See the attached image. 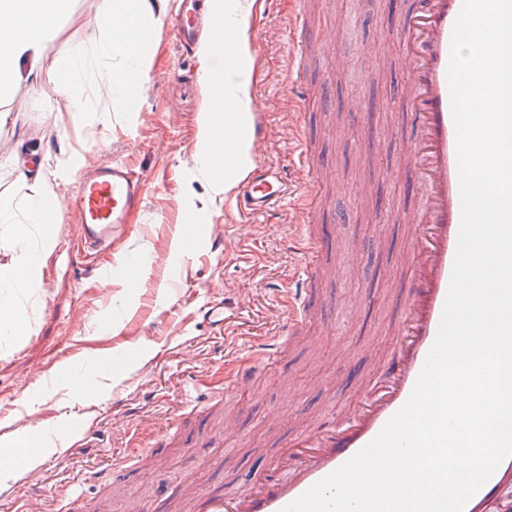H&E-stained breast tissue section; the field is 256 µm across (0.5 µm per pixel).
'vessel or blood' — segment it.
<instances>
[{
  "label": "vessel or blood",
  "instance_id": "b4317fda",
  "mask_svg": "<svg viewBox=\"0 0 512 512\" xmlns=\"http://www.w3.org/2000/svg\"><path fill=\"white\" fill-rule=\"evenodd\" d=\"M463 0H414L400 18L406 37L402 69L404 106L415 127L402 145L409 186L420 200L409 215L414 233L408 256L405 288L408 306L394 333L395 342L382 357L373 377L363 386L355 405L336 411L313 427L297 432L287 449L247 487L220 496L196 495L197 512H283L315 483L328 476L372 442L387 422L408 401L435 341L448 294L461 221L457 132L452 116L447 78L451 41ZM308 0H293L292 42L295 72H302L311 49ZM224 13L200 15L196 0H182L174 26L184 42L207 32L224 54L227 43ZM242 134L261 154L269 131L261 118L245 124ZM322 177L316 168L311 142H304L297 164L282 171L255 162L241 182L236 199L251 215H269L297 189ZM142 203L141 181L125 163L115 162L87 171L80 185L77 207L85 244L102 247L123 232L128 214ZM302 236L289 249L301 259L302 286L291 301L288 318L276 325L277 335L267 340L252 361L277 358L284 340L303 330L309 317L319 271L309 209L297 214ZM512 477V456L506 457L483 486L467 501L464 512H478L499 498Z\"/></svg>",
  "mask_w": 512,
  "mask_h": 512
}]
</instances>
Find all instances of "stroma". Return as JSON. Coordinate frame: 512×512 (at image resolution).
Masks as SVG:
<instances>
[{"label":"stroma","mask_w":512,"mask_h":512,"mask_svg":"<svg viewBox=\"0 0 512 512\" xmlns=\"http://www.w3.org/2000/svg\"><path fill=\"white\" fill-rule=\"evenodd\" d=\"M321 28L348 39L354 53L342 72L312 53L306 87L292 82L291 0H256L252 110L262 112L270 138L261 159L275 168L298 161L303 137L332 172L317 196L297 193L270 216L244 218L234 193H219L223 170L201 168L204 152L224 143L219 133L200 139V119L211 94L203 66L223 77V67L200 46L180 45L171 21L155 28L148 60L150 78L138 96L109 102L99 72L85 82L87 110L80 117L58 111L51 86L21 82L0 100V204L18 200L23 183L9 159L19 146L38 149L44 171L55 174L67 199L57 212L56 245L43 270L36 303L28 309L30 330L14 337L0 332V432L49 430L52 455L43 461L42 492L20 482L0 489V512H17L42 495L46 512H58L65 494L92 501L96 512H185L183 479L203 494L219 495L251 477L284 445L283 421L291 402L317 414L352 404L360 379L390 347V330L407 308L403 288L388 276L406 259L409 223L377 221L380 210L414 207L397 153L410 132L395 99L403 79L406 45L387 0H313ZM100 0H69L52 21L44 67L64 68L61 44L90 47L99 34ZM370 114L360 125L367 143L359 149L342 130L351 101ZM304 116L306 129L290 121ZM88 168L112 161L142 177L143 203L124 237L99 252L81 246L76 211L78 182L69 178L74 156ZM313 206V233L322 244L318 298L300 338L284 358L261 371L250 390L225 392L224 377L250 350L254 337L273 333L270 310L287 312L288 290L300 264L289 251L298 210ZM200 223L194 254L180 243L181 226ZM138 263L142 281L126 285L125 260ZM223 305L236 320L216 327L211 306ZM130 353L125 369L110 372L111 357ZM87 390L85 404L72 398L71 382ZM210 386L205 407L183 404L192 384ZM240 410L237 436L219 443L224 414ZM179 415L178 434L151 440L139 424ZM93 447L78 449L84 433ZM157 443L169 460L170 480L158 488L150 460L134 441Z\"/></svg>","instance_id":"35a3bbf8"}]
</instances>
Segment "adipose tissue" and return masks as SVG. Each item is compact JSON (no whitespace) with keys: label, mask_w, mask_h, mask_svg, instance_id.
<instances>
[{"label":"adipose tissue","mask_w":512,"mask_h":512,"mask_svg":"<svg viewBox=\"0 0 512 512\" xmlns=\"http://www.w3.org/2000/svg\"><path fill=\"white\" fill-rule=\"evenodd\" d=\"M67 0H0V87L15 86L22 79L50 83L57 96L59 111L79 115L87 108L83 71L88 59L111 58L120 52L124 72L143 79L148 77L147 47L151 41L149 24L155 17L165 16L167 0H101L104 33L94 44L93 56L87 57L65 49L73 67L46 70L40 64L44 46L53 35L50 21ZM230 27L226 32L232 45L224 58V89L242 104L250 106V78L242 74V65L249 56L252 13L241 0H230L227 6ZM66 205L63 195L44 175H37L29 193L15 206L0 208V226L14 233H31L38 246L15 259L11 288H32L41 280L46 261L54 248V237L37 221L40 211L61 210Z\"/></svg>","instance_id":"obj_1"}]
</instances>
